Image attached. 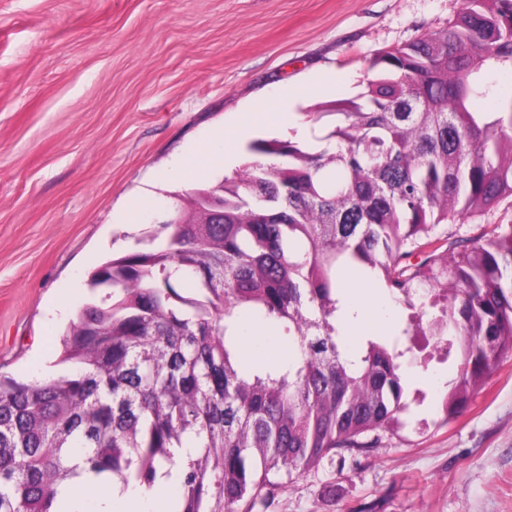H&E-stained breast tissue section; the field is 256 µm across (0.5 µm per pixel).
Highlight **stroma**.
Returning <instances> with one entry per match:
<instances>
[{"label":"stroma","instance_id":"1","mask_svg":"<svg viewBox=\"0 0 512 512\" xmlns=\"http://www.w3.org/2000/svg\"><path fill=\"white\" fill-rule=\"evenodd\" d=\"M456 0H0V372L65 374L60 334L96 299L88 275L172 205L174 156L215 131L320 150L323 104L357 96L370 61L447 21ZM296 125L263 124L273 88ZM150 199L129 223L132 199ZM350 346L405 319L360 292ZM450 371H408L411 405L378 448L324 458L254 512H512V358L460 417Z\"/></svg>","mask_w":512,"mask_h":512}]
</instances>
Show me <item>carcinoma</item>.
Returning <instances> with one entry per match:
<instances>
[{"label":"carcinoma","mask_w":512,"mask_h":512,"mask_svg":"<svg viewBox=\"0 0 512 512\" xmlns=\"http://www.w3.org/2000/svg\"><path fill=\"white\" fill-rule=\"evenodd\" d=\"M501 70L512 0H461L326 105L323 150L254 140L243 169L178 197L174 223L95 267L106 296L63 335L72 370L0 374V512H94L57 498L72 479L156 488L171 512H253L323 458L378 447L409 407L412 364L448 363L441 409L464 413L512 356V223L453 242L438 227L512 201ZM348 272L405 305L398 333L343 343L359 316ZM249 319L288 337V358L247 360ZM180 448L194 458L156 487Z\"/></svg>","instance_id":"1"}]
</instances>
